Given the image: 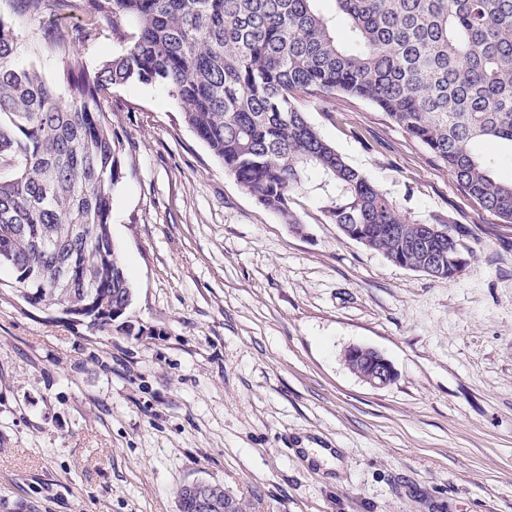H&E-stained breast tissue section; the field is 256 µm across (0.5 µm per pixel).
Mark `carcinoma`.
Segmentation results:
<instances>
[{
  "mask_svg": "<svg viewBox=\"0 0 512 512\" xmlns=\"http://www.w3.org/2000/svg\"><path fill=\"white\" fill-rule=\"evenodd\" d=\"M32 16L71 0H18ZM318 0H79L91 23L138 30L88 74L73 42L43 29L67 57L61 100L19 59L21 36L0 17V253L29 306L61 310L98 330L127 310L131 291L112 243V193L120 144L104 108L131 82L166 90L185 124L239 186L293 227V193L322 175L328 220L393 263L437 278L434 252L458 256L460 230L424 238L422 225L325 141L299 99L342 93L371 103L448 168L480 206L512 224V182L496 179L476 151L512 144V0H335L333 25ZM90 288H54L57 262Z\"/></svg>",
  "mask_w": 512,
  "mask_h": 512,
  "instance_id": "1",
  "label": "carcinoma"
}]
</instances>
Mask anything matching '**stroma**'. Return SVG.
<instances>
[{
  "instance_id": "obj_1",
  "label": "stroma",
  "mask_w": 512,
  "mask_h": 512,
  "mask_svg": "<svg viewBox=\"0 0 512 512\" xmlns=\"http://www.w3.org/2000/svg\"><path fill=\"white\" fill-rule=\"evenodd\" d=\"M0 16L25 57L42 27L88 25L17 0ZM121 49L102 24L74 56L91 72ZM105 108L124 148L110 227L132 301L101 332L30 307L0 266V512H179L195 481L243 512H512V224L342 94L305 101L308 121L409 221L463 228L458 275L345 237L317 191L292 195L293 229L161 87L112 88ZM353 345L394 380L352 373ZM367 359L372 363L371 368L365 372H357L359 378L374 388H383L389 385L394 379V372L391 364L378 351L370 347L352 346L344 353V361L347 365Z\"/></svg>"
}]
</instances>
